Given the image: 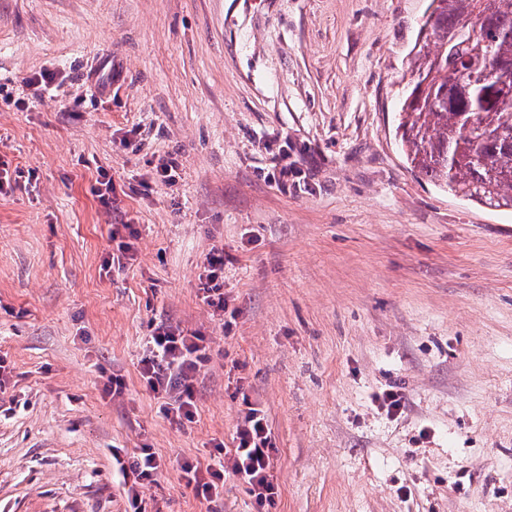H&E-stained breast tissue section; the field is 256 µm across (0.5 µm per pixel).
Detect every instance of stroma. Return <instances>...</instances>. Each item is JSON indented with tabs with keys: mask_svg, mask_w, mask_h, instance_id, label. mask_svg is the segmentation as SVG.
I'll return each instance as SVG.
<instances>
[{
	"mask_svg": "<svg viewBox=\"0 0 512 512\" xmlns=\"http://www.w3.org/2000/svg\"><path fill=\"white\" fill-rule=\"evenodd\" d=\"M429 3L0 0V157L34 173L0 195V512H124L116 448L161 458L150 512H512V208L410 170L396 133ZM116 224L135 259L108 274ZM160 322L209 342L190 423L140 379ZM251 406L277 496L228 472L200 500L180 464ZM201 300L217 312L224 313V252L214 249L205 258L199 276Z\"/></svg>",
	"mask_w": 512,
	"mask_h": 512,
	"instance_id": "1",
	"label": "stroma"
}]
</instances>
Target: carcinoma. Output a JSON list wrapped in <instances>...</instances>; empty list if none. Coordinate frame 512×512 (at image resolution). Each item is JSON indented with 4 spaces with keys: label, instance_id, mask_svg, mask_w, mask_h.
Returning a JSON list of instances; mask_svg holds the SVG:
<instances>
[{
    "label": "carcinoma",
    "instance_id": "cac0c4a2",
    "mask_svg": "<svg viewBox=\"0 0 512 512\" xmlns=\"http://www.w3.org/2000/svg\"><path fill=\"white\" fill-rule=\"evenodd\" d=\"M431 2L409 81L428 84L399 112L407 164L456 196L512 207V87L496 70L512 67V0Z\"/></svg>",
    "mask_w": 512,
    "mask_h": 512
}]
</instances>
